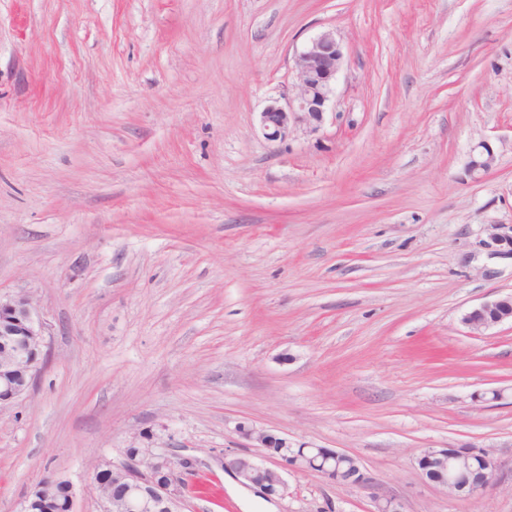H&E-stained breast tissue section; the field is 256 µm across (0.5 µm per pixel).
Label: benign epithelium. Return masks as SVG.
I'll list each match as a JSON object with an SVG mask.
<instances>
[{
    "mask_svg": "<svg viewBox=\"0 0 512 512\" xmlns=\"http://www.w3.org/2000/svg\"><path fill=\"white\" fill-rule=\"evenodd\" d=\"M343 60L336 32L319 33L295 56V69L300 80L299 94L285 102L274 100L260 112V125L265 138L282 141L290 131L304 125L316 130L324 122L327 103L333 91ZM491 256L512 257V232L492 233L484 241ZM462 323L474 334L490 327L512 324V293L498 294L493 299L463 313ZM48 361L45 328L37 318L31 299L23 295H0V409L7 408L26 394L36 383ZM248 437L270 449L278 457L275 468L264 466L247 455L224 462L245 482H256L272 495L287 492L282 471L313 470L329 480L368 488L373 478L361 462L331 448H304L297 453L286 441L269 434L250 430ZM483 467L479 477L470 478V454L448 455L445 448L422 451L424 479L452 496L479 500L500 478V468L492 451L479 448ZM187 459H174L151 448H141L128 455V463L112 469L126 485V494L118 512H180L182 488L174 482V471L188 470Z\"/></svg>",
    "mask_w": 512,
    "mask_h": 512,
    "instance_id": "1",
    "label": "benign epithelium"
}]
</instances>
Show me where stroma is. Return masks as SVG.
<instances>
[{
    "label": "stroma",
    "instance_id": "1",
    "mask_svg": "<svg viewBox=\"0 0 512 512\" xmlns=\"http://www.w3.org/2000/svg\"><path fill=\"white\" fill-rule=\"evenodd\" d=\"M344 51L314 133L268 142L294 57ZM512 226V0H0V294L49 362L0 411V512L49 475L75 512L131 448L196 458L182 512H512V291L482 246ZM499 391L489 399L487 391ZM360 460L287 494L225 459ZM492 448L479 502L422 481L425 448ZM493 313V320L487 321L485 315ZM462 323L474 334L501 324L512 325V293L498 294L493 299L473 307L463 313ZM247 436L259 442L262 448L270 449L278 457V466H264L247 455L232 457L224 461V465L235 471L243 481L253 485L257 483L258 475H262L260 485L270 495H283L287 492L288 485L282 470L288 468L295 471H317L340 484L362 488H369L373 484V478L363 470L361 462L345 452L331 448H302L301 453H297L294 448H288L285 440L269 434L252 429Z\"/></svg>",
    "mask_w": 512,
    "mask_h": 512
}]
</instances>
